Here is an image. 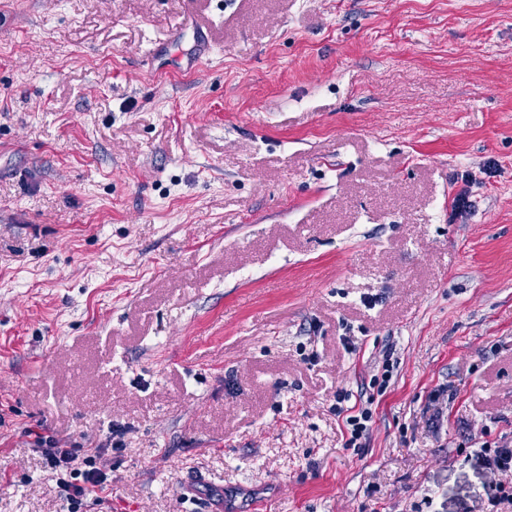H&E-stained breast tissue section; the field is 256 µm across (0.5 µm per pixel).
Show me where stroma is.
Segmentation results:
<instances>
[{
  "label": "stroma",
  "instance_id": "obj_1",
  "mask_svg": "<svg viewBox=\"0 0 512 512\" xmlns=\"http://www.w3.org/2000/svg\"><path fill=\"white\" fill-rule=\"evenodd\" d=\"M35 431L103 447L108 512H485L512 0H0V512L64 510ZM372 402L369 400L366 401V404L358 407L356 410V405L349 407L344 410L341 406L336 407L337 413L340 416L344 412H349L345 416L344 426L346 430V436L348 437L345 440L346 447L356 448L359 447L358 441L362 439L367 431V422L372 418V409L369 407Z\"/></svg>",
  "mask_w": 512,
  "mask_h": 512
}]
</instances>
